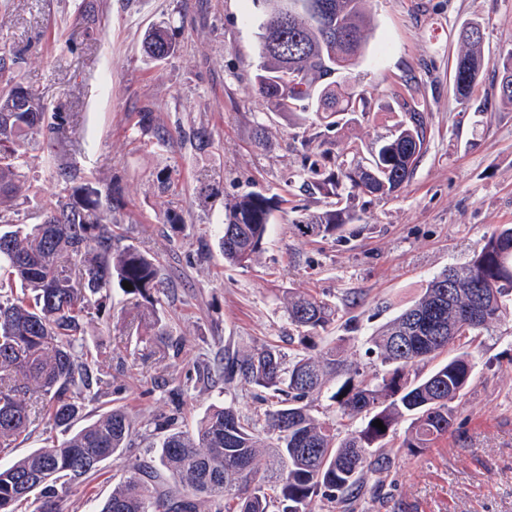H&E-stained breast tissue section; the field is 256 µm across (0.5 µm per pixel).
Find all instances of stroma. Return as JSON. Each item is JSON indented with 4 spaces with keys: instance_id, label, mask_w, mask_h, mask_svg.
Wrapping results in <instances>:
<instances>
[{
    "instance_id": "35a3bbf8",
    "label": "stroma",
    "mask_w": 512,
    "mask_h": 512,
    "mask_svg": "<svg viewBox=\"0 0 512 512\" xmlns=\"http://www.w3.org/2000/svg\"><path fill=\"white\" fill-rule=\"evenodd\" d=\"M86 19L74 22L76 10ZM363 56L337 82L366 91L369 110L328 132L314 112L270 114L256 90L260 11L252 0H9L0 42L24 51L23 81L50 107L72 116L70 139L29 151V196L56 191L53 157L76 156L90 182L111 185L113 215L129 242L160 261L163 315L182 341L179 358L148 356L132 296L114 292L112 318L86 327L87 344L106 352L108 385L87 419L122 405L139 431L131 453L148 457L164 416L193 428L212 404L263 413V391L218 374L226 357L267 346L292 360L302 351L288 322V290L310 289L343 319L327 334L366 378L382 373L366 339L414 301L427 282L465 263L500 225L512 224V108L500 105V55L512 49V0H370ZM484 28L489 63L469 99L453 88L462 23ZM171 28L178 50L161 61L143 52L152 27ZM415 96L429 117V145L393 196L349 200L355 219L339 240L306 239L294 225L335 207L309 185L302 141L320 134L334 154L356 145L369 157ZM153 113L173 135L167 150L133 149L139 115ZM206 129L207 151L195 134ZM174 169L183 223L162 219L167 205L155 168ZM281 197L261 251L245 267L225 264L221 220L251 192ZM472 379L448 434L431 447L392 438L391 466L368 475L356 512H512V314L472 345ZM121 476L118 462L66 494L70 512L102 505Z\"/></svg>"
}]
</instances>
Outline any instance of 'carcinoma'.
Wrapping results in <instances>:
<instances>
[{"label":"carcinoma","instance_id":"obj_1","mask_svg":"<svg viewBox=\"0 0 512 512\" xmlns=\"http://www.w3.org/2000/svg\"><path fill=\"white\" fill-rule=\"evenodd\" d=\"M298 0H263L255 84L266 109L289 114L313 103L326 129L336 117L366 111L364 92L338 87L330 77L348 70L367 45L368 0H329V24L339 35L324 37L317 20ZM290 6L296 18L275 29L270 16ZM453 69L456 95L467 99L485 67L483 39L459 35ZM175 34L166 27L144 36L155 61L173 54ZM298 60L302 87L286 84V61ZM27 62L12 46H0V77ZM402 119L381 141L371 162L310 164L315 187L338 200L359 194L388 196L409 181L428 147V115L413 99H402ZM140 128L151 138H134L139 148L163 149L171 133L142 112ZM72 133L70 115L50 112L41 92L10 76L0 88V456L29 429L48 433L44 445L7 465L0 464V512H68L71 486L112 459L122 474L100 512H315L319 501L343 503L360 494L366 475L389 460L387 438L409 422L408 448H424L446 435L456 402L468 387L473 362L459 351L425 376L415 365L430 362L455 345L466 346L512 311V225L504 224L481 250L459 267L430 279L420 296L366 340L367 352L383 367L372 380L359 372L332 394L342 419L357 420L341 438L336 424L313 413L314 395L344 365L339 346L319 348L336 324V306L310 292H288L285 311L306 352L289 363L269 347L252 350L224 367V380L240 375L276 398L259 422L233 404L212 405L191 430L169 425L157 456L124 458L134 422L114 406L76 429L85 401L99 396L97 362L81 352L85 324L101 314L112 285L142 301L147 335L163 345L162 355L181 352L160 315L164 278L149 251L124 243L114 230L112 191L89 185L77 166L53 165L60 187L56 200L27 213L29 224L12 214L28 203L29 144L41 138L63 141ZM164 196L176 193L172 171L156 172ZM273 198L249 193L224 213L220 248L224 262L246 267L267 234ZM350 220L341 207L308 215L294 225L302 237L336 240ZM132 289L123 288V282ZM379 420L385 429L373 425ZM60 430L66 437L59 439Z\"/></svg>","mask_w":512,"mask_h":512}]
</instances>
